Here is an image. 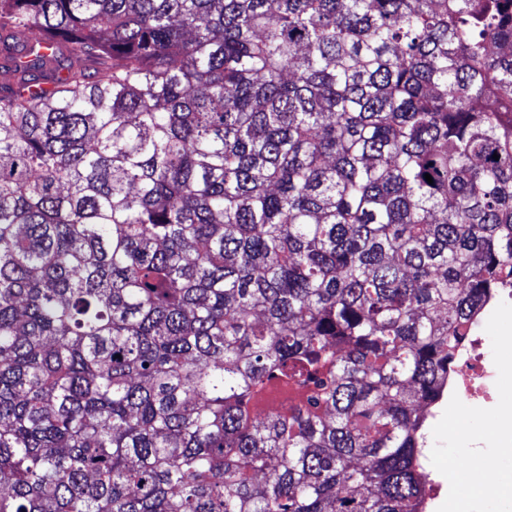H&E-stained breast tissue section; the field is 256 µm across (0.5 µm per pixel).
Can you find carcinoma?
I'll return each instance as SVG.
<instances>
[{"instance_id": "cac0c4a2", "label": "carcinoma", "mask_w": 512, "mask_h": 512, "mask_svg": "<svg viewBox=\"0 0 512 512\" xmlns=\"http://www.w3.org/2000/svg\"><path fill=\"white\" fill-rule=\"evenodd\" d=\"M509 285L512 0H0V512H418Z\"/></svg>"}]
</instances>
